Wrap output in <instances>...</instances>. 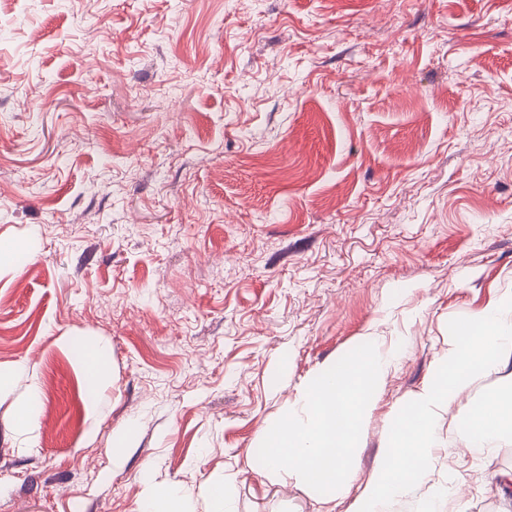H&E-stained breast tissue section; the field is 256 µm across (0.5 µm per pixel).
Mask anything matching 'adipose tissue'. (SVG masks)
I'll list each match as a JSON object with an SVG mask.
<instances>
[{"instance_id":"adipose-tissue-1","label":"adipose tissue","mask_w":512,"mask_h":512,"mask_svg":"<svg viewBox=\"0 0 512 512\" xmlns=\"http://www.w3.org/2000/svg\"><path fill=\"white\" fill-rule=\"evenodd\" d=\"M505 434H512L511 399L491 396L469 407L462 434L465 448L486 447Z\"/></svg>"}]
</instances>
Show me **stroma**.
I'll list each match as a JSON object with an SVG mask.
<instances>
[{
	"mask_svg": "<svg viewBox=\"0 0 512 512\" xmlns=\"http://www.w3.org/2000/svg\"><path fill=\"white\" fill-rule=\"evenodd\" d=\"M1 240L0 512H138L154 485L207 512L226 478L233 512H320L251 451L381 336L402 354L336 498L350 512L449 321L512 297V0H9ZM511 386L512 360L473 381L391 512H450L448 488L512 512L492 492L512 436L473 454L457 432Z\"/></svg>",
	"mask_w": 512,
	"mask_h": 512,
	"instance_id": "1",
	"label": "stroma"
}]
</instances>
